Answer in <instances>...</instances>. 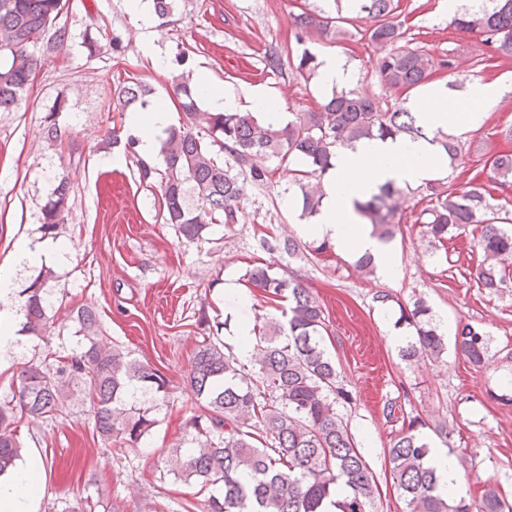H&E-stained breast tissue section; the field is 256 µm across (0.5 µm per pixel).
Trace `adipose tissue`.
Here are the masks:
<instances>
[{"label":"adipose tissue","mask_w":512,"mask_h":512,"mask_svg":"<svg viewBox=\"0 0 512 512\" xmlns=\"http://www.w3.org/2000/svg\"><path fill=\"white\" fill-rule=\"evenodd\" d=\"M196 87L213 111L233 112L239 100L253 103L266 121L285 125L286 112L268 103L255 87L242 89L240 96L225 95L221 86L207 76H198ZM499 96V90L489 84L475 85L469 95L467 111H460L457 99L444 90L434 89L412 102L420 123L431 130H446L463 134L479 127ZM175 121V114L165 105L149 112L130 113L126 126L133 135L138 154L145 160H156L159 138ZM336 167L324 179V197L311 235L331 243L336 250L359 256L373 254L379 272L390 281H398L401 270L393 251L372 234L371 225L361 223L353 210L354 200L370 196L388 181L421 182L442 168L443 159L428 142L408 138L363 140L355 147L342 150ZM40 466L37 461L13 477L0 481V512H35L41 491Z\"/></svg>","instance_id":"ef3b65f1"}]
</instances>
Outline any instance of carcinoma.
Wrapping results in <instances>:
<instances>
[{
  "mask_svg": "<svg viewBox=\"0 0 512 512\" xmlns=\"http://www.w3.org/2000/svg\"><path fill=\"white\" fill-rule=\"evenodd\" d=\"M64 0H0V112L17 108L37 68L30 48L55 28V44L64 46L66 29L55 27ZM361 11L376 19L374 27L350 31L336 4L337 15L304 10L294 16L296 40L309 33L360 37L378 51L380 81L388 91L408 92L428 83L440 70H456V55L443 59L403 44L399 0H362ZM451 25L476 31L490 51L512 58V0H493L492 6L465 9ZM317 56L305 48L297 56L296 72L313 76ZM184 120L166 130L160 154L165 168L137 159L140 182L160 187L159 216L188 239H198L212 224L236 223L237 212L252 183L264 186L277 172L288 175L302 193L301 216L312 218L321 209L322 178L335 166L337 151L363 139L424 138L416 114L395 102L386 108L352 90L333 92L315 111L294 112L276 128L256 112L201 110L189 80L173 79ZM123 109L152 106V89L140 82L118 84ZM432 142L442 148L450 165H462L463 147L437 131ZM272 160L274 168L257 160ZM493 183L505 186L512 177V154L488 159ZM403 190L389 181L356 212L372 226L381 242L391 241ZM426 206L414 223L423 238L442 245L455 229L472 226L474 247L481 253L477 284L490 294L503 287L512 265V214L490 203L482 183L469 181L457 189L444 182L424 188ZM66 181L59 182L41 211L43 236L55 237L68 206ZM261 247L295 255L300 244L265 234ZM249 288L274 302L278 316H260L252 336L259 350L254 369L224 352L212 341H201L189 373L190 386L204 416L186 422L191 448L175 453L168 472L209 492L201 512H372L375 480L336 405L348 404L352 394L339 380L336 364L324 347L325 314L302 279L284 277L271 263L254 265L245 273ZM379 306L393 302L398 324L415 330L416 340L401 351L411 362L423 352L440 357L446 344L434 322L431 307L419 297L407 307L388 293L375 297ZM41 279L22 291L21 310L27 334L50 340L53 321ZM80 335L79 351L55 357L50 364H30L21 372L18 399L0 402V476L15 468L23 446L17 435V414L51 419L69 405H84L93 413L96 432L105 442L121 437L138 443L158 423L154 397L166 386L164 375L131 354L104 342L94 308L73 312ZM489 340L465 325L457 331L455 353L474 367L481 366ZM425 420L416 415L391 439L388 459L393 479L407 512H512V503L489 489L480 500L455 503L437 493L438 478L428 464ZM347 495L339 500L340 488Z\"/></svg>",
  "mask_w": 512,
  "mask_h": 512,
  "instance_id": "obj_1",
  "label": "carcinoma"
}]
</instances>
